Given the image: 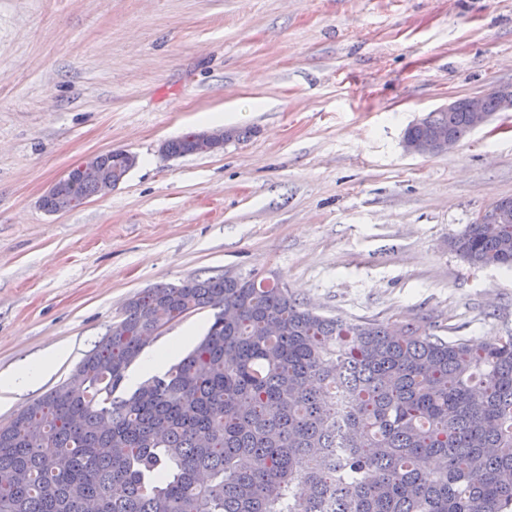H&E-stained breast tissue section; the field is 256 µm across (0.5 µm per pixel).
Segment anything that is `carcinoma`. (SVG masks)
<instances>
[{"label":"carcinoma","mask_w":512,"mask_h":512,"mask_svg":"<svg viewBox=\"0 0 512 512\" xmlns=\"http://www.w3.org/2000/svg\"><path fill=\"white\" fill-rule=\"evenodd\" d=\"M471 132L464 100L404 130L419 141ZM183 157L193 134L168 141ZM125 178L124 150L104 159ZM106 194L74 178L48 212ZM499 223L466 226L448 248L512 270V197ZM211 322L183 358L128 392L130 366L187 314ZM350 453L324 452L343 377ZM0 512H512V335L485 343L414 321L326 316L279 279L233 275L162 284L59 388L0 426Z\"/></svg>","instance_id":"cac0c4a2"}]
</instances>
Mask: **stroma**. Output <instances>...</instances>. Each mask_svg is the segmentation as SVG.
Returning <instances> with one entry per match:
<instances>
[{"mask_svg":"<svg viewBox=\"0 0 512 512\" xmlns=\"http://www.w3.org/2000/svg\"><path fill=\"white\" fill-rule=\"evenodd\" d=\"M512 85V0H0V373L52 350L54 373L0 392V425L61 386L158 284L280 278L328 315L428 316L512 335V272L448 248L512 196V111L450 152L405 127ZM221 112L246 136L169 158ZM135 166L107 195L46 212L84 158Z\"/></svg>","mask_w":512,"mask_h":512,"instance_id":"1","label":"stroma"}]
</instances>
